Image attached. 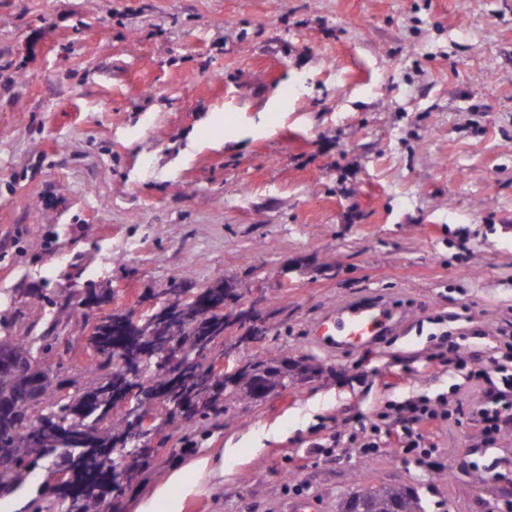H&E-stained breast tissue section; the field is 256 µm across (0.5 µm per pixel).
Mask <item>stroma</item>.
<instances>
[{"mask_svg": "<svg viewBox=\"0 0 512 512\" xmlns=\"http://www.w3.org/2000/svg\"><path fill=\"white\" fill-rule=\"evenodd\" d=\"M0 319L54 329L91 375L82 331L43 294L92 288L137 315L173 280L225 278L272 324L250 358L310 378L163 429L106 512H137L176 471L182 512H336L359 485L425 512H512V432L437 418L405 453L386 408L469 406L512 374V0H0ZM385 297L408 320L355 353L316 345L337 303ZM466 363L435 366L442 340ZM377 426V448L333 447ZM48 459L0 499L58 502Z\"/></svg>", "mask_w": 512, "mask_h": 512, "instance_id": "35a3bbf8", "label": "stroma"}]
</instances>
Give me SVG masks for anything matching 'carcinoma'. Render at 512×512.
<instances>
[{
	"label": "carcinoma",
	"mask_w": 512,
	"mask_h": 512,
	"mask_svg": "<svg viewBox=\"0 0 512 512\" xmlns=\"http://www.w3.org/2000/svg\"><path fill=\"white\" fill-rule=\"evenodd\" d=\"M48 303L57 309L58 319L86 325L87 314L71 302H58L47 297ZM219 314L207 309L194 311L190 346L208 337L213 323ZM112 352L97 357L98 377L83 381L71 380L72 389L61 393L56 385L59 362L52 366L48 359L60 354V338L50 334L40 336H15L12 326L0 321V343L10 344L20 366L11 371L0 372V407L5 406L11 418L0 417V496L20 486L30 468L43 457L51 444L55 429L59 425L68 427L74 434L84 437L93 445V451L84 455L80 465L70 475V485L81 488L92 482L98 493L82 500L63 497L67 512H99L103 498L119 495L132 484L144 466L152 459V454L139 455L133 464L124 468L119 479L112 478L113 449L127 440L126 416L114 414L106 408L107 391L123 369L124 360L141 354L139 347L125 336L111 335ZM210 370V356L200 357L195 371L188 374L181 391L170 395L166 400L168 412L163 424L174 426L182 423L203 422L224 412L220 406V396L224 389L217 388L210 393L208 402L198 410L183 414L173 410L176 402L191 392L195 377ZM281 369L277 364L265 360H251L243 367L241 380L228 397L236 400H256L273 391L280 385ZM138 385L145 398L152 396V390L167 385L161 369L153 359H140ZM337 512H424L419 496L401 486L381 484L359 486L342 497Z\"/></svg>",
	"instance_id": "carcinoma-1"
}]
</instances>
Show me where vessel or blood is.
I'll list each match as a JSON object with an SVG mask.
<instances>
[{
	"mask_svg": "<svg viewBox=\"0 0 512 512\" xmlns=\"http://www.w3.org/2000/svg\"><path fill=\"white\" fill-rule=\"evenodd\" d=\"M405 322V314L390 300L364 304L354 301L329 311L313 330L312 337L317 343L337 349H357L379 343Z\"/></svg>",
	"mask_w": 512,
	"mask_h": 512,
	"instance_id": "b4317fda",
	"label": "vessel or blood"
}]
</instances>
